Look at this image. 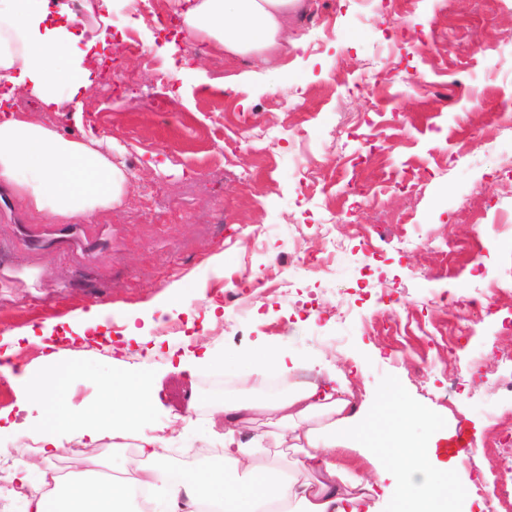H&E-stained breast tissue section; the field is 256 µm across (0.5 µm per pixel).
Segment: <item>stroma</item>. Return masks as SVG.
Instances as JSON below:
<instances>
[{"instance_id": "35a3bbf8", "label": "stroma", "mask_w": 512, "mask_h": 512, "mask_svg": "<svg viewBox=\"0 0 512 512\" xmlns=\"http://www.w3.org/2000/svg\"><path fill=\"white\" fill-rule=\"evenodd\" d=\"M307 2L315 15L333 17L332 30L290 16L288 33L304 49L280 50L265 63L205 51L188 63L178 46L141 27L159 67L135 56L122 67L142 84L163 70L183 121L173 123L143 101L110 106L95 134L111 140L112 159L129 172L131 188L95 222L60 224L32 213L0 183V336L48 319L63 335L91 305L101 307L112 332H126L127 318L135 317L144 334L163 337L161 348L125 352L94 332L65 343V358L82 371L62 407L79 425H102V379L121 369L142 373L155 399L138 432L153 434L174 417L187 418L184 430L169 435L167 460L203 470L220 467L224 445L210 433L211 381H226V397L251 401L266 395L250 371L268 353L305 363V370L283 376L288 392L331 363L358 407L375 408L385 394L411 409L400 425L378 410L386 454L423 443L430 429L464 427L469 462L448 478V512H480L474 490H492L499 465L485 450L490 415L512 408L499 362L512 354V296L498 295L491 318L456 357L423 336L396 346L382 328L378 299L390 295L399 315L449 328L455 312L436 307L434 297L483 294L512 273V141L496 136L498 122L512 117V55L503 51L512 44V0H451L441 19L432 0H417L406 12L392 0L364 8L355 0ZM395 27L404 37L393 43L387 35ZM415 71L426 84L413 89L405 78ZM372 74L382 83L371 94L355 93ZM260 131L268 141L253 140ZM293 154L313 171L311 200L295 194ZM167 159L173 173L151 169V161ZM476 194L493 204L480 229L464 214ZM330 207L346 216L336 228L345 246L337 270L278 287L300 263L294 241L322 252L314 226ZM404 233L425 240L479 236L482 265L446 277V262L433 249H395ZM248 269L263 272L268 285L242 295L241 316L222 295ZM185 322L204 327L209 351L208 364L191 372L176 357L177 327ZM43 354L37 343L21 341L11 357L14 378L0 375V424L29 447L39 412L18 377L43 373ZM426 358L437 368L423 370ZM273 430L264 415L240 430L241 440L260 438L266 449L257 470L288 468L290 453L276 446ZM63 443L39 459L40 470L62 464L78 477L98 458L118 475L136 458L132 437L118 454L109 436L88 444L69 435ZM75 446L83 457H72Z\"/></svg>"}]
</instances>
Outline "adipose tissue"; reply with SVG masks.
Instances as JSON below:
<instances>
[{
    "instance_id": "obj_1",
    "label": "adipose tissue",
    "mask_w": 512,
    "mask_h": 512,
    "mask_svg": "<svg viewBox=\"0 0 512 512\" xmlns=\"http://www.w3.org/2000/svg\"><path fill=\"white\" fill-rule=\"evenodd\" d=\"M184 23L188 33L224 49L226 54L268 60L286 48L289 15L304 9V0H187ZM110 20L87 28L67 7L51 10L49 0H0V99L23 93L43 109L56 112L70 105L75 124L83 122V99L94 82L85 62L110 37ZM0 181L12 185L27 207L61 223L90 221L111 212L128 193L130 180L123 166L100 149L93 132L67 137L18 114L0 118ZM49 378L25 375L28 396L39 405L37 427L41 454L62 446L60 437L77 425L60 403L81 367L62 359L61 351L46 355ZM338 378L326 371L324 383L297 387L288 398L225 400L215 410L224 424V469L204 473L172 468L165 461L166 438L142 435L136 453L139 466L122 483L77 479L48 484L36 476V457L17 442L0 439V456L12 457L15 477L25 491L28 512H130L131 490L149 494L152 512H360L374 491H401L399 512H412L415 502L448 500L449 469L461 467V457L439 461L435 450L440 434H431L427 451L407 452L393 459L372 453L373 417L350 411L338 396ZM101 414L108 431L86 430L90 441L104 433L123 437L134 421L149 413L153 398L146 378L117 372L102 385ZM262 411L280 413L279 442H293L298 452L295 476L276 470L251 475L261 445L238 442L236 432L248 416ZM364 449L374 466L364 477L341 462L343 450Z\"/></svg>"
}]
</instances>
